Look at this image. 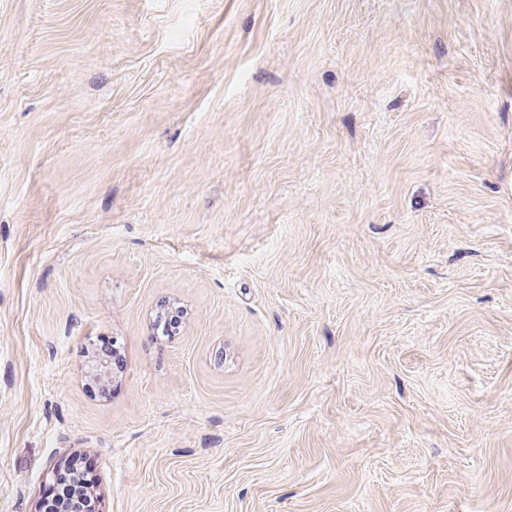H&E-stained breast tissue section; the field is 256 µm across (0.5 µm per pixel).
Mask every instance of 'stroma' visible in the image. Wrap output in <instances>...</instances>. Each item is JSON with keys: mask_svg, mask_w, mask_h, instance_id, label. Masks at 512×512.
<instances>
[{"mask_svg": "<svg viewBox=\"0 0 512 512\" xmlns=\"http://www.w3.org/2000/svg\"><path fill=\"white\" fill-rule=\"evenodd\" d=\"M76 457L101 512H512V0H0V512Z\"/></svg>", "mask_w": 512, "mask_h": 512, "instance_id": "1", "label": "stroma"}]
</instances>
